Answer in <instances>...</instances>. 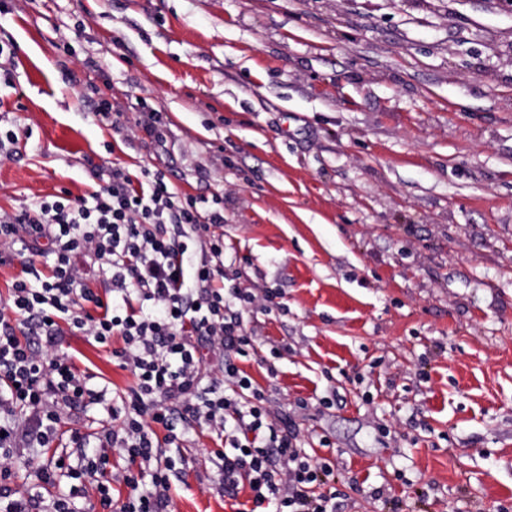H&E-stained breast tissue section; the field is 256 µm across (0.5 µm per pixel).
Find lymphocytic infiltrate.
Masks as SVG:
<instances>
[{
	"label": "lymphocytic infiltrate",
	"mask_w": 512,
	"mask_h": 512,
	"mask_svg": "<svg viewBox=\"0 0 512 512\" xmlns=\"http://www.w3.org/2000/svg\"><path fill=\"white\" fill-rule=\"evenodd\" d=\"M89 197L60 191L0 212V265L29 260L0 308V512H171L173 460L161 444L190 431L216 435L218 484L247 490L250 512H336L329 459L309 455L286 412L272 405L238 361L256 351L244 311L268 293L221 288L224 199L179 193L164 171L99 167ZM53 256L47 274L34 260ZM110 287L90 288L84 260ZM112 346L135 384L111 399L94 372L61 349L65 331ZM105 406L111 426L93 458L68 466V490L52 497L8 481L21 448L56 447L66 414ZM126 465L115 468L113 456ZM125 501L114 500L115 486Z\"/></svg>",
	"instance_id": "1"
}]
</instances>
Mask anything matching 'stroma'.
<instances>
[{
    "label": "stroma",
    "instance_id": "stroma-1",
    "mask_svg": "<svg viewBox=\"0 0 512 512\" xmlns=\"http://www.w3.org/2000/svg\"><path fill=\"white\" fill-rule=\"evenodd\" d=\"M0 209L158 167L224 198V265L275 291L241 366L332 461L336 512H512V9L503 0H18ZM101 71L84 68L87 57ZM78 79L65 85L61 66ZM170 117L164 146L81 95ZM62 348L115 391L112 350ZM189 433L174 512H237ZM83 96L86 97L85 94H83ZM86 98L89 99V97ZM88 102L89 110L96 120L112 126V130L117 132H123L124 130L129 131V127H127L125 121L122 120L125 112L120 108H116L114 104H112V99L92 100L90 97Z\"/></svg>",
    "mask_w": 512,
    "mask_h": 512
}]
</instances>
